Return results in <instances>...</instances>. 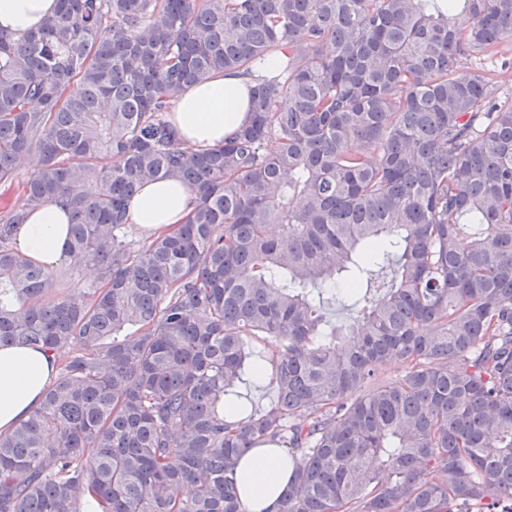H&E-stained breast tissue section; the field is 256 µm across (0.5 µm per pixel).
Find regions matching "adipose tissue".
<instances>
[{"label":"adipose tissue","mask_w":512,"mask_h":512,"mask_svg":"<svg viewBox=\"0 0 512 512\" xmlns=\"http://www.w3.org/2000/svg\"><path fill=\"white\" fill-rule=\"evenodd\" d=\"M56 0H0V31L20 37L37 30L53 15ZM248 77L218 72L185 87L174 101L170 119L186 146L206 151L222 144L250 117ZM190 194L181 181L166 178L142 185L128 204L126 228L156 236L185 223ZM71 212L59 199L31 211L15 230L19 249L45 267L67 256ZM53 355L27 347L0 348V436L8 435L40 406L54 381ZM238 492L245 512H276L288 486L291 464L274 446L253 449L239 463Z\"/></svg>","instance_id":"adipose-tissue-1"}]
</instances>
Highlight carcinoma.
<instances>
[{
	"instance_id": "obj_1",
	"label": "carcinoma",
	"mask_w": 512,
	"mask_h": 512,
	"mask_svg": "<svg viewBox=\"0 0 512 512\" xmlns=\"http://www.w3.org/2000/svg\"><path fill=\"white\" fill-rule=\"evenodd\" d=\"M58 2L0 32V188L30 160L26 205L66 199L99 284L46 301L0 208V347L73 352L0 437V512H244L263 445L290 458L278 512H512V103L456 72L512 42V0ZM217 71L254 81L250 120L196 153L168 112ZM169 177L186 222L127 241ZM327 316L332 322L348 323L355 316L354 297L346 293L343 283L326 288L323 294ZM246 384L241 385L243 400H252L256 404L265 405L272 398V391L265 380L257 379L252 375L247 377Z\"/></svg>"
}]
</instances>
